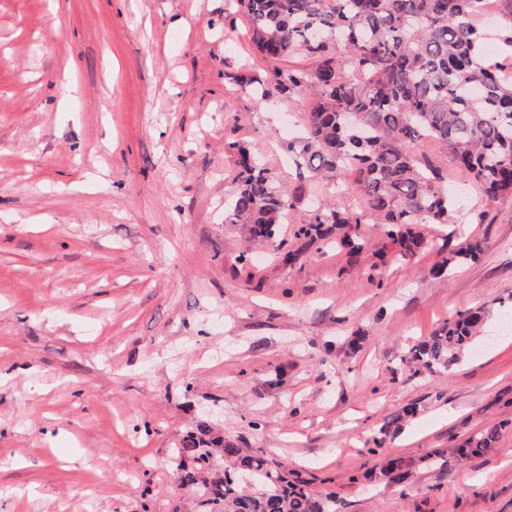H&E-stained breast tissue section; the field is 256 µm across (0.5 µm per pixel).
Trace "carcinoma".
<instances>
[{"label": "carcinoma", "instance_id": "1", "mask_svg": "<svg viewBox=\"0 0 512 512\" xmlns=\"http://www.w3.org/2000/svg\"><path fill=\"white\" fill-rule=\"evenodd\" d=\"M249 23L252 45L266 60L301 55L310 69L272 70L249 85L258 101L272 93L308 97L303 136L288 142L298 174L336 179L361 198L314 211L297 235L309 247L343 233L352 256L368 242L360 224H380L403 259L425 245L421 226L450 224L457 200L448 174L415 150L422 139L449 151L455 168L480 187L486 204L512 196V60L491 65L479 18L488 0H235ZM241 171L224 203V223L245 226L255 242L274 244L293 203L276 176L244 144H233ZM484 242L454 252L475 261ZM490 310L458 313L412 348V360L432 371L459 360ZM498 428L479 430L455 449L484 458ZM179 482L196 486V512H336V500L317 496L288 469L261 452L190 434L173 449ZM380 475L408 478L399 458H386Z\"/></svg>", "mask_w": 512, "mask_h": 512}]
</instances>
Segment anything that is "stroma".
I'll use <instances>...</instances> for the list:
<instances>
[{
  "mask_svg": "<svg viewBox=\"0 0 512 512\" xmlns=\"http://www.w3.org/2000/svg\"><path fill=\"white\" fill-rule=\"evenodd\" d=\"M265 67L231 0H0V512H194L171 451L199 430L339 512H512V323L492 311L450 369L410 360L512 294V197L479 223L477 187L425 142L461 207L424 252L304 248L312 210L358 198L297 176L308 103L242 90ZM236 142L293 202L275 247L224 221ZM474 238L477 262L437 274ZM492 426L484 459L451 455ZM380 433L448 464L386 484Z\"/></svg>",
  "mask_w": 512,
  "mask_h": 512,
  "instance_id": "35a3bbf8",
  "label": "stroma"
}]
</instances>
